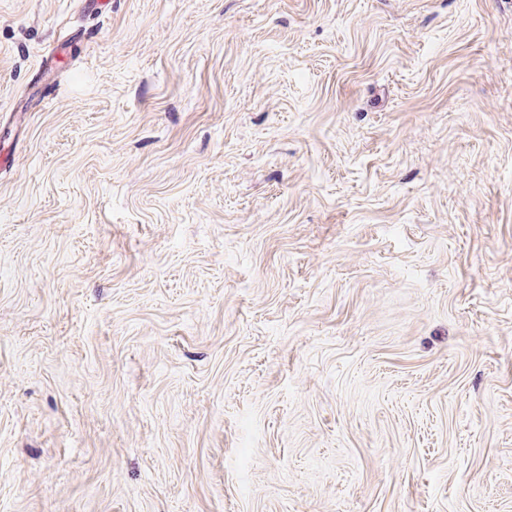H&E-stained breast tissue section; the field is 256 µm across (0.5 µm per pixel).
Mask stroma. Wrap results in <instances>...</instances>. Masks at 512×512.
Returning a JSON list of instances; mask_svg holds the SVG:
<instances>
[{"label": "stroma", "instance_id": "1", "mask_svg": "<svg viewBox=\"0 0 512 512\" xmlns=\"http://www.w3.org/2000/svg\"><path fill=\"white\" fill-rule=\"evenodd\" d=\"M0 512H512V0H0Z\"/></svg>", "mask_w": 512, "mask_h": 512}]
</instances>
